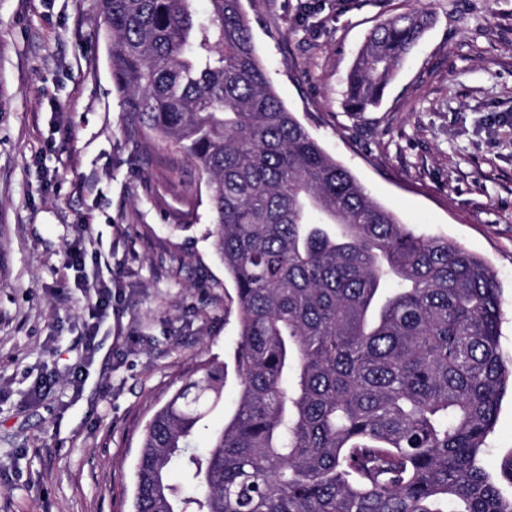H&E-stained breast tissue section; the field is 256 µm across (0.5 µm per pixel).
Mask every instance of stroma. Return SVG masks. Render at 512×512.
<instances>
[{"mask_svg":"<svg viewBox=\"0 0 512 512\" xmlns=\"http://www.w3.org/2000/svg\"><path fill=\"white\" fill-rule=\"evenodd\" d=\"M285 106L384 207L483 259L512 356V0H242ZM434 22L381 105L344 107L388 16ZM95 0H0V512H133L140 437L202 362L232 365L237 303L208 232L206 178L139 151ZM108 260L88 378V303L67 249ZM483 465L512 453L504 392Z\"/></svg>","mask_w":512,"mask_h":512,"instance_id":"obj_1","label":"stroma"}]
</instances>
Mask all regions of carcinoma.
<instances>
[{
  "instance_id": "carcinoma-1",
  "label": "carcinoma",
  "mask_w": 512,
  "mask_h": 512,
  "mask_svg": "<svg viewBox=\"0 0 512 512\" xmlns=\"http://www.w3.org/2000/svg\"><path fill=\"white\" fill-rule=\"evenodd\" d=\"M96 2L132 136L207 176L238 311L234 412L193 449L224 399V363L200 364L145 427L134 512H512L480 464L512 384L489 266L415 234L323 151L273 91L242 0ZM430 24L372 29L348 111L380 104Z\"/></svg>"
}]
</instances>
